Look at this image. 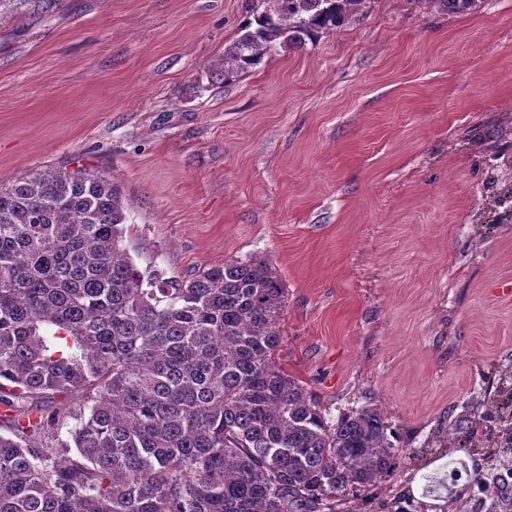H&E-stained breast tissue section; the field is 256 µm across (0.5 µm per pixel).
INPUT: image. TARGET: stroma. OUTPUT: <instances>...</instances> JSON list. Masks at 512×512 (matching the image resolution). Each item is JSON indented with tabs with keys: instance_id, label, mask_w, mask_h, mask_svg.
<instances>
[{
	"instance_id": "1",
	"label": "stroma",
	"mask_w": 512,
	"mask_h": 512,
	"mask_svg": "<svg viewBox=\"0 0 512 512\" xmlns=\"http://www.w3.org/2000/svg\"><path fill=\"white\" fill-rule=\"evenodd\" d=\"M254 0H0V187L86 168L120 188L138 267L267 264L274 361L328 422L377 409L395 469L336 512H468L445 466L496 482L512 425V0L450 14L368 0L226 82Z\"/></svg>"
}]
</instances>
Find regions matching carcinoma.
<instances>
[{"mask_svg": "<svg viewBox=\"0 0 512 512\" xmlns=\"http://www.w3.org/2000/svg\"><path fill=\"white\" fill-rule=\"evenodd\" d=\"M366 2L266 0L224 47L222 80ZM126 220L102 174L0 188V428L15 435H0V512H336L337 494L388 475L377 410L331 424L273 361L285 289L267 266L142 271L121 246ZM46 395L49 415L34 404ZM69 418L72 444L44 445Z\"/></svg>", "mask_w": 512, "mask_h": 512, "instance_id": "1", "label": "carcinoma"}]
</instances>
